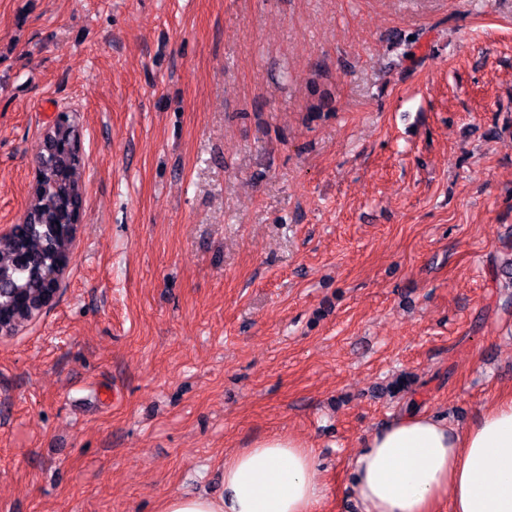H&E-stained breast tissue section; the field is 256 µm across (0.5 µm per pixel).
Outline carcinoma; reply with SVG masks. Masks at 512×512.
<instances>
[{
    "label": "carcinoma",
    "instance_id": "1",
    "mask_svg": "<svg viewBox=\"0 0 512 512\" xmlns=\"http://www.w3.org/2000/svg\"><path fill=\"white\" fill-rule=\"evenodd\" d=\"M81 159L66 144L43 165L31 187L25 221L0 236V334L11 336L46 305L69 267L73 215L83 203Z\"/></svg>",
    "mask_w": 512,
    "mask_h": 512
}]
</instances>
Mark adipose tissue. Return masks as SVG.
<instances>
[{
	"mask_svg": "<svg viewBox=\"0 0 512 512\" xmlns=\"http://www.w3.org/2000/svg\"><path fill=\"white\" fill-rule=\"evenodd\" d=\"M219 495H172L162 512H317L319 462L290 435H270L224 461ZM358 512H512V398L459 430L408 409L371 432L350 464Z\"/></svg>",
	"mask_w": 512,
	"mask_h": 512,
	"instance_id": "obj_1",
	"label": "adipose tissue"
}]
</instances>
